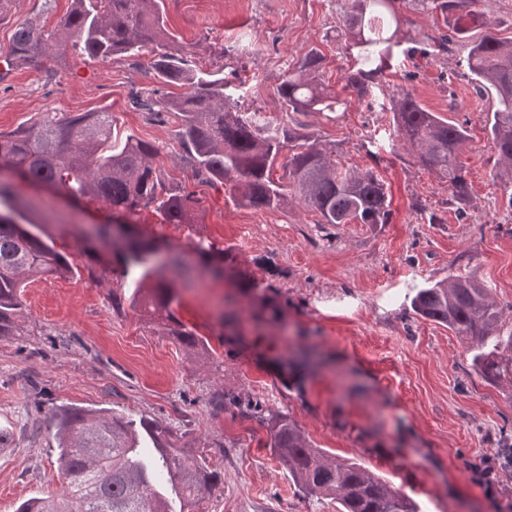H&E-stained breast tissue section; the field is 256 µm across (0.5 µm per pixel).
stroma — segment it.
I'll return each instance as SVG.
<instances>
[{
	"label": "stroma",
	"instance_id": "35a3bbf8",
	"mask_svg": "<svg viewBox=\"0 0 512 512\" xmlns=\"http://www.w3.org/2000/svg\"><path fill=\"white\" fill-rule=\"evenodd\" d=\"M70 3L8 0L0 10V56L20 23L57 29ZM340 8L339 0H164L163 18L192 68L223 73L242 110L279 118L277 88L310 50L321 54L329 86L341 88L352 72ZM446 32L441 16L407 11L399 37L411 55L386 71L374 95L347 97L337 112L293 117L300 134L333 150L346 168L382 179L391 199L385 224L319 225L291 191L271 209L239 207L227 189L196 180L175 119L133 104L154 90L182 92L157 79L152 49L105 59L68 49L0 79L2 133L45 112L104 109L120 134L158 147L169 181L200 199L199 222L163 224L146 212L143 229L186 250L191 264L196 258L187 247L197 236L233 248L242 268L289 302L285 326L247 324L242 342L229 344L214 327L229 293L224 280L181 288L179 317L212 347L188 351L146 325L133 306L113 307V295L126 298L132 290L111 264L88 273L84 230L105 218L102 205L77 210L21 186L35 207L31 221L50 224L53 246L72 271L30 283L20 335L0 338V428L13 435L0 451V512L61 487L48 430L52 408L61 405L156 420L194 453L223 444L213 462L224 482L210 496L209 512H339L336 500L296 491L257 421L214 411L209 398L217 391L291 414L315 446L367 467L419 512H501L512 502V466L502 461V445L512 441V398L475 375L460 337L409 311L417 288L469 275L491 289L504 309L500 334L512 335V176L495 164L486 127L495 103L474 88L463 42L428 53L432 38ZM400 88L427 110L465 124L464 204H451L447 181L394 136L389 97ZM433 213L438 223H430ZM301 327L313 331V343L336 368L308 377L297 393L282 385L277 362Z\"/></svg>",
	"mask_w": 512,
	"mask_h": 512
}]
</instances>
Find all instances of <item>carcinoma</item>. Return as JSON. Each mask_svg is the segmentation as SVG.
<instances>
[{"instance_id":"1","label":"carcinoma","mask_w":512,"mask_h":512,"mask_svg":"<svg viewBox=\"0 0 512 512\" xmlns=\"http://www.w3.org/2000/svg\"><path fill=\"white\" fill-rule=\"evenodd\" d=\"M344 2V49L356 66L344 91L367 95L371 84L408 54L398 36L403 10L438 12L467 45L465 66L474 86L496 100L486 126L497 163L512 171V40L494 33V20L479 9L483 0ZM161 5L162 0H72L55 31L19 24L8 55L17 63L34 61L72 38L73 46L91 59L134 55L151 47V67L158 77L186 91L174 98L151 96L141 106L151 114L176 118L178 143L196 179L230 186L234 204L256 210L279 205L286 181L319 214L321 224L389 222L388 196L372 171L343 170L331 152L289 123L241 111L224 78L192 69L175 48ZM322 63L323 57L310 51L288 72L278 87L284 112L331 111L340 105L319 80ZM390 110L395 137L416 150L422 166L448 180L453 199H466L468 182L458 163L467 139L464 125L428 111L409 90L392 94ZM287 143L292 153L277 177L276 161ZM157 156L150 142L113 136L110 112H45L27 127L0 133V164L12 172L8 178L0 176V208L22 205L20 181L47 185L83 204H104L111 215L135 225L149 209L163 224L194 223L197 200L167 180ZM111 226L110 221L99 225L98 234L120 276L133 283L132 303L147 322L190 351H211L208 339L177 315L175 281L185 272L181 253L138 227L113 239ZM190 247L203 273L221 277L229 270L234 275L235 298L227 299V309L219 311V328L239 326L234 302L245 306L256 328L286 321L288 301L272 284L239 268L231 249L201 237ZM69 271L67 256L41 236H23L17 225L0 219V337L20 335L16 318L28 284ZM411 310L415 317L467 340L471 366L482 381L512 388V335L506 340L499 336L503 311L490 289L470 276H450L419 289ZM287 366L283 385L299 391L323 361L316 346L299 344L288 349ZM241 414L267 431L266 447L303 496L330 497L341 512H416L402 491L368 468L313 446L291 414L249 405ZM50 429L64 489L58 495L30 498L17 512H208L203 503L221 484V472L208 456L182 448L177 436L153 419L135 421L108 408L71 405L51 412Z\"/></svg>"}]
</instances>
